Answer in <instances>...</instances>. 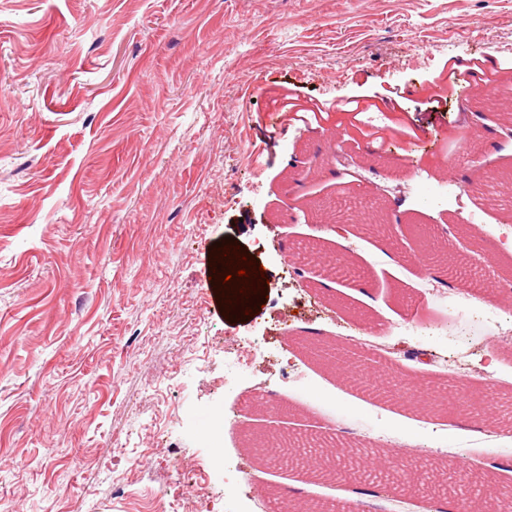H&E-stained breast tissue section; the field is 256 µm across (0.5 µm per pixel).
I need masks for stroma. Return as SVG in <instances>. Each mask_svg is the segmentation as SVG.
<instances>
[{
    "instance_id": "35a3bbf8",
    "label": "stroma",
    "mask_w": 512,
    "mask_h": 512,
    "mask_svg": "<svg viewBox=\"0 0 512 512\" xmlns=\"http://www.w3.org/2000/svg\"><path fill=\"white\" fill-rule=\"evenodd\" d=\"M486 54L512 75V0H0V512H281L357 488L365 512H425L396 485L444 471L458 500L470 472L512 489V423L423 417L299 348L353 336L381 344L374 375L512 401V298L492 291L512 226L478 189L512 173V140L497 110L463 134L458 98L422 94ZM286 88L391 97L430 132L376 149L337 112L272 117ZM339 146L354 186L319 169ZM228 241L264 268L247 314L204 276ZM269 430L381 475L293 489L249 449Z\"/></svg>"
}]
</instances>
